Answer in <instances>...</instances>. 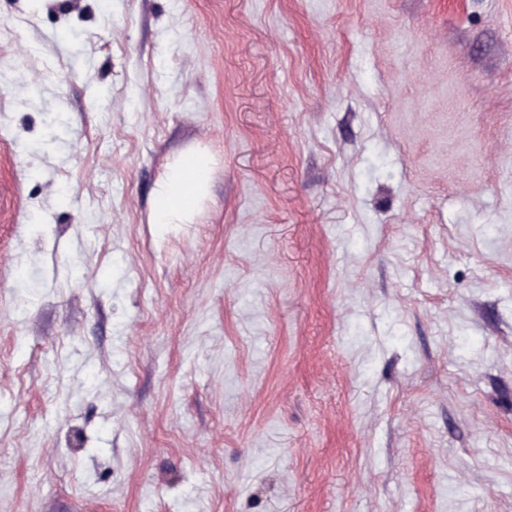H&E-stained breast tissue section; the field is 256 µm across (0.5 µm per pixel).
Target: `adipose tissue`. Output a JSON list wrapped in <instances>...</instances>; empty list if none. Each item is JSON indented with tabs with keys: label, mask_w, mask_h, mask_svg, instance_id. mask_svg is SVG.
Here are the masks:
<instances>
[{
	"label": "adipose tissue",
	"mask_w": 512,
	"mask_h": 512,
	"mask_svg": "<svg viewBox=\"0 0 512 512\" xmlns=\"http://www.w3.org/2000/svg\"><path fill=\"white\" fill-rule=\"evenodd\" d=\"M212 166V155L198 145L174 155L155 184L150 223H195L209 195Z\"/></svg>",
	"instance_id": "1"
}]
</instances>
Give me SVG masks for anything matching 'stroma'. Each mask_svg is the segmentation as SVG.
I'll use <instances>...</instances> for the list:
<instances>
[{
  "mask_svg": "<svg viewBox=\"0 0 512 512\" xmlns=\"http://www.w3.org/2000/svg\"><path fill=\"white\" fill-rule=\"evenodd\" d=\"M2 23L0 512H512V0ZM212 166V155L199 145L174 155L155 184L150 223L194 224L209 195Z\"/></svg>",
  "mask_w": 512,
  "mask_h": 512,
  "instance_id": "obj_1",
  "label": "stroma"
}]
</instances>
